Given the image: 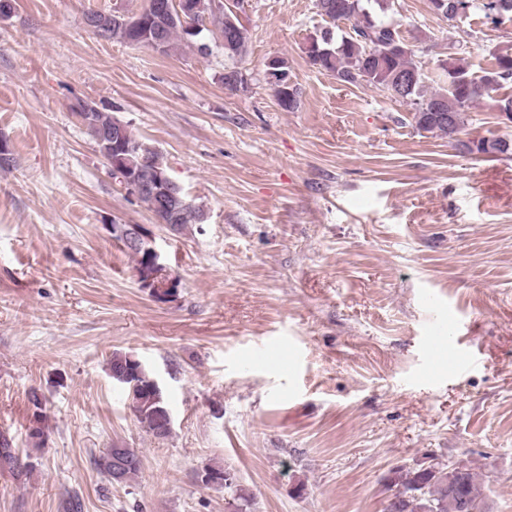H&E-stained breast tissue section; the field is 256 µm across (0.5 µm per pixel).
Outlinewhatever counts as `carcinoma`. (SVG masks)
<instances>
[{"mask_svg": "<svg viewBox=\"0 0 512 512\" xmlns=\"http://www.w3.org/2000/svg\"><path fill=\"white\" fill-rule=\"evenodd\" d=\"M193 10L185 16V23L166 20L159 13L145 14L139 23L132 24L122 16H113L110 25L98 34L105 40L118 39L130 45L157 46L166 52L179 36L196 37V29L210 22L227 36L224 56L230 60L245 54L247 34L240 22L233 24L216 12L215 0H191ZM460 16L479 10L496 24L505 16H512V0H457ZM317 13L333 29L309 38L307 56L318 69L331 72L336 79L348 85L367 84L389 94L397 101L411 106L418 130L445 136L456 141L460 151L469 155L497 157L512 156V140L492 138L462 140L458 138L464 125L463 115L480 99L512 83V51L494 54V63L481 75L470 73L455 61L443 64L444 85L429 93L425 89L426 76L413 59L400 30V23L388 15L390 0H315ZM351 23L350 30L340 24ZM299 92L286 82L275 92L279 105L290 111L297 105ZM82 111L89 113L84 126L93 140L100 133L112 131L114 117L102 111L94 102H87ZM140 201L160 220L171 224H201L203 210L188 202L182 188L173 189L165 200L145 194ZM113 381L122 385L131 397L130 405L136 421L147 433L165 438L169 432L163 421L169 413L164 391L153 374L138 359L115 354L109 362ZM125 466L121 472L122 485L137 476L143 459L136 448L123 449ZM31 455L21 457L12 448V440L0 434V468L21 474L33 467ZM396 492L389 500L386 512H459L458 503L469 505L470 512H483L481 493L476 474L463 466L448 476V466L429 464L419 468H400L393 477Z\"/></svg>", "mask_w": 512, "mask_h": 512, "instance_id": "1", "label": "carcinoma"}]
</instances>
